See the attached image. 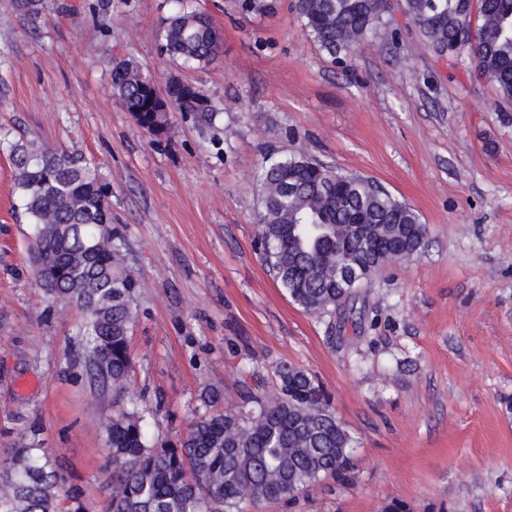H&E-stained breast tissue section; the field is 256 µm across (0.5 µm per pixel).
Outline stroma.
<instances>
[{
    "label": "stroma",
    "mask_w": 512,
    "mask_h": 512,
    "mask_svg": "<svg viewBox=\"0 0 512 512\" xmlns=\"http://www.w3.org/2000/svg\"><path fill=\"white\" fill-rule=\"evenodd\" d=\"M45 0L31 29L0 0V136L81 152L112 185V222L138 286L128 403L176 439L216 388L269 391L285 362L311 374L354 440L356 479H324L294 507L249 512H512V111L493 83L435 55L394 0L386 26L335 56L293 0H187L219 54L184 65L160 48L169 0ZM134 59L157 87L202 90L214 124L172 113L157 139L111 91ZM302 153L371 179L426 226L422 252L381 268L343 307L310 314L265 263L259 170ZM0 146V459L50 449L99 512L112 461V393L85 371L81 311L53 302L29 261Z\"/></svg>",
    "instance_id": "35a3bbf8"
}]
</instances>
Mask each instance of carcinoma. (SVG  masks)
Masks as SVG:
<instances>
[{
  "instance_id": "cac0c4a2",
  "label": "carcinoma",
  "mask_w": 512,
  "mask_h": 512,
  "mask_svg": "<svg viewBox=\"0 0 512 512\" xmlns=\"http://www.w3.org/2000/svg\"><path fill=\"white\" fill-rule=\"evenodd\" d=\"M470 0H405L426 45L452 57L467 55L471 76L492 82L498 105H512V0H480L476 30L465 28ZM26 22L44 23L43 0H17ZM308 35L330 55L376 33L392 0H296ZM162 52L184 64H203L219 52L211 18L176 11L160 34ZM111 89L136 124L160 138L170 112H194L212 123L215 112L193 86L172 78L158 110L148 79L131 58L112 64ZM23 209L34 226L30 251L42 260L41 286L53 299L76 305L86 318L90 374L124 400L131 379L129 331L137 279L115 244L112 185L81 154L33 141L9 144ZM260 237L264 261L296 304L325 313L354 293L336 287L332 267L342 257L364 259L367 277L389 254L412 257L426 227L417 212L374 182L335 172L303 154L266 162ZM357 213L366 225L350 224ZM270 394L246 389L241 405L223 409L208 391L198 415L176 440L149 437L136 408L119 407L105 424L112 473L102 512H246L266 503L293 505L330 476L353 481V439L322 388L304 371L276 366ZM0 512H88L64 489L45 449L22 443L0 462Z\"/></svg>"
}]
</instances>
